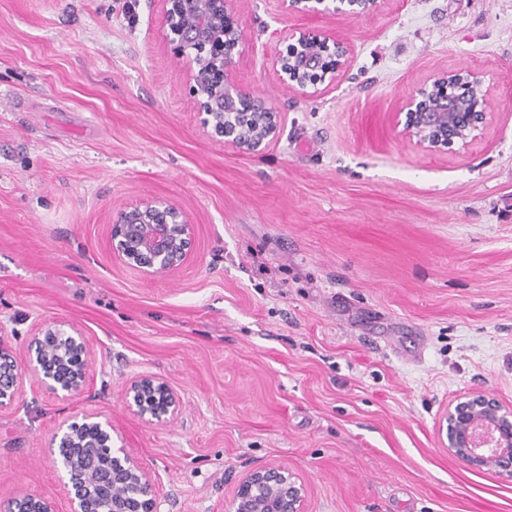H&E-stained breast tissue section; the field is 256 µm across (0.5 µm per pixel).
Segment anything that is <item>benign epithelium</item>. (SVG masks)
<instances>
[{
    "mask_svg": "<svg viewBox=\"0 0 512 512\" xmlns=\"http://www.w3.org/2000/svg\"><path fill=\"white\" fill-rule=\"evenodd\" d=\"M378 0H278L285 15L314 13L360 15L373 12ZM164 39L187 57L186 86L204 127L224 138V144L242 153L258 150L279 131L281 113L265 98L245 92L234 80L236 56L243 51V32L234 0H163ZM320 57H309L311 48ZM194 55H187V51ZM350 48L342 40L306 31L292 35V43L278 57L279 81L290 89L336 83L349 62ZM490 88L474 70L444 71L403 101L405 121L401 134L430 151L465 144L487 120ZM192 237L190 214L180 205L156 199L118 209L112 218L111 246L125 264L152 277L168 276L186 261ZM91 352L75 328L54 322L37 327L30 342L26 372L47 393L65 400L83 395L89 381ZM22 373L11 345L0 337V409L13 404ZM126 407L150 425H163L179 411L168 383L141 375L124 389ZM445 450L467 467L512 479V407L494 395L476 391L448 406ZM51 446L83 448L87 453L58 454L69 512H103L86 493L101 474L90 451L108 449L109 471L116 486L129 485L132 493L112 500V512H157L152 476L124 448L112 446V423L88 413L81 422L62 423ZM308 488L303 478L272 462L247 473L224 503L225 512H308ZM6 512H56L49 498L16 491Z\"/></svg>",
    "mask_w": 512,
    "mask_h": 512,
    "instance_id": "1",
    "label": "benign epithelium"
}]
</instances>
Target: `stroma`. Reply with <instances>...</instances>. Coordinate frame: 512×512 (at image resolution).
Masks as SVG:
<instances>
[{
  "instance_id": "35a3bbf8",
  "label": "stroma",
  "mask_w": 512,
  "mask_h": 512,
  "mask_svg": "<svg viewBox=\"0 0 512 512\" xmlns=\"http://www.w3.org/2000/svg\"><path fill=\"white\" fill-rule=\"evenodd\" d=\"M235 6V81L282 114L253 153L203 130L160 0H0V336L22 363L57 321L92 355L81 398L27 378L0 410V505L23 488L68 512L49 441L95 411L154 478L157 512H224L273 461L305 480L308 512H512L511 479L441 445L456 399L512 406V0ZM299 29L350 44L335 85L280 84ZM467 69L490 83L478 136L404 138L407 93ZM156 198L193 238L150 279L113 254L110 221ZM143 374L179 399L170 423L126 408ZM285 15L314 13L360 15L373 12L378 0H278ZM326 2H332L326 3Z\"/></svg>"
}]
</instances>
